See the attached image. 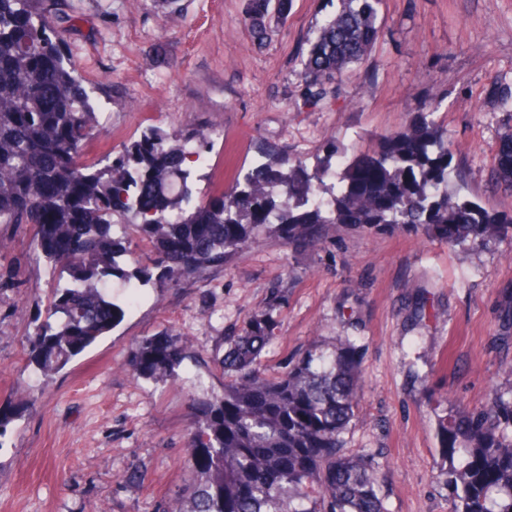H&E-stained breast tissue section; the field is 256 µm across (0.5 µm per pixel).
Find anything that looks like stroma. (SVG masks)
Listing matches in <instances>:
<instances>
[{
  "label": "stroma",
  "mask_w": 512,
  "mask_h": 512,
  "mask_svg": "<svg viewBox=\"0 0 512 512\" xmlns=\"http://www.w3.org/2000/svg\"><path fill=\"white\" fill-rule=\"evenodd\" d=\"M247 0H81L62 35L96 108L108 115L83 158L101 159L152 127L193 120L214 130L195 199L230 188L235 171L272 143L308 161L373 150L426 100L451 153L449 186L492 212L512 192L492 175L512 131V0H383L379 37L346 73L338 98L314 108L299 93L300 58L327 0H294L264 50L245 22ZM0 512H157L187 484L195 398L221 394L216 358L252 312L272 308L269 374L312 341L361 348L364 399L346 440L382 455L388 512H449L429 403L473 410L508 387L512 330L499 317L512 288V236L451 247L410 228L337 225L321 246L294 252L273 236L188 280L141 288L108 336L49 380L29 363L27 338L52 277L30 230L0 224ZM189 337L175 381L137 380V341Z\"/></svg>",
  "instance_id": "stroma-1"
}]
</instances>
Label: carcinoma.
Wrapping results in <instances>:
<instances>
[{"instance_id": "cac0c4a2", "label": "carcinoma", "mask_w": 512, "mask_h": 512, "mask_svg": "<svg viewBox=\"0 0 512 512\" xmlns=\"http://www.w3.org/2000/svg\"><path fill=\"white\" fill-rule=\"evenodd\" d=\"M381 2L340 0L316 22L302 60L307 104L338 96L343 75L368 57ZM291 8L292 0H247L256 49L275 35L270 20L286 21ZM76 19L52 12L49 0H0V224L31 228L35 252L59 272L29 338L30 363L44 378L124 316L109 277L134 297L154 276L163 285L224 265L264 230L295 252L321 245L338 224L412 226L450 247L512 231V214L448 192V139L433 101L405 130L382 136L374 155L339 171L333 150L309 165L266 144L230 189L193 206L186 163L213 147L200 124L150 130L87 162L83 147L102 113L56 42ZM495 175L512 191V133ZM134 241L145 250H131ZM124 256L134 271L120 265ZM276 328L272 312L261 311L224 341L223 394L192 400L191 479L163 512H387L379 463L345 440L362 400L359 346L348 336L326 351L313 342L271 376L263 357ZM189 347L185 336L146 337L130 369L138 379L173 380ZM436 427L451 512H512V387L492 389L474 411L437 415Z\"/></svg>"}]
</instances>
